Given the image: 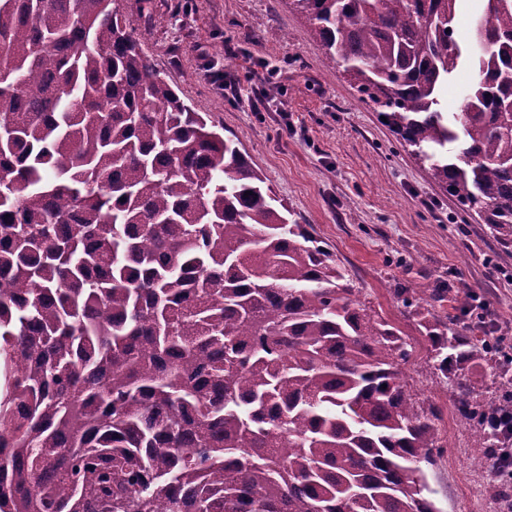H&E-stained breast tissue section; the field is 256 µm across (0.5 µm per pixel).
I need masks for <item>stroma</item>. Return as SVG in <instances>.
I'll list each match as a JSON object with an SVG mask.
<instances>
[{
	"label": "stroma",
	"mask_w": 512,
	"mask_h": 512,
	"mask_svg": "<svg viewBox=\"0 0 512 512\" xmlns=\"http://www.w3.org/2000/svg\"><path fill=\"white\" fill-rule=\"evenodd\" d=\"M134 19L151 63L195 111L237 135L297 223L332 253L362 301L421 345L400 289L480 296L489 335L512 352V248H502L411 156L373 107L323 64L288 0H151ZM443 451L428 469L440 512H500L482 450L456 418L443 375L411 372Z\"/></svg>",
	"instance_id": "1"
}]
</instances>
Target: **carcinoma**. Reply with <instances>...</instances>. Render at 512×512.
<instances>
[{"label": "carcinoma", "mask_w": 512, "mask_h": 512, "mask_svg": "<svg viewBox=\"0 0 512 512\" xmlns=\"http://www.w3.org/2000/svg\"><path fill=\"white\" fill-rule=\"evenodd\" d=\"M291 0L430 177L512 246V0ZM146 0H0V512H440L415 347L144 53ZM250 195H245V192ZM482 448L490 346L407 297ZM476 4L477 2L473 1L461 2L460 12L457 17L456 42L459 47L457 46L456 48L458 51L461 49L463 54L467 53L466 48L469 44L470 30L475 16ZM473 72L467 69L453 79L448 80V85L442 90L441 102L445 112L452 115V112H459L462 103V90L473 78Z\"/></svg>", "instance_id": "1"}]
</instances>
